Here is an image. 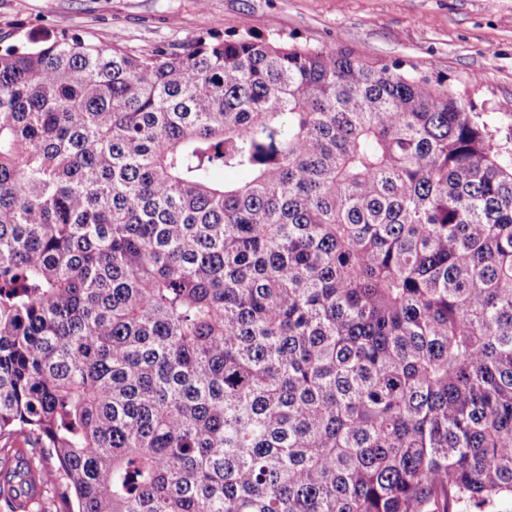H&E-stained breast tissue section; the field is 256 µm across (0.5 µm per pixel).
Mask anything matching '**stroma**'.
Wrapping results in <instances>:
<instances>
[{"instance_id": "obj_1", "label": "stroma", "mask_w": 512, "mask_h": 512, "mask_svg": "<svg viewBox=\"0 0 512 512\" xmlns=\"http://www.w3.org/2000/svg\"><path fill=\"white\" fill-rule=\"evenodd\" d=\"M62 28L136 54L245 30L361 52L470 102L512 148V0H0V43Z\"/></svg>"}]
</instances>
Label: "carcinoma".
<instances>
[{
    "label": "carcinoma",
    "mask_w": 512,
    "mask_h": 512,
    "mask_svg": "<svg viewBox=\"0 0 512 512\" xmlns=\"http://www.w3.org/2000/svg\"><path fill=\"white\" fill-rule=\"evenodd\" d=\"M1 441L8 508L495 512L512 149L345 49L0 50Z\"/></svg>",
    "instance_id": "carcinoma-1"
}]
</instances>
